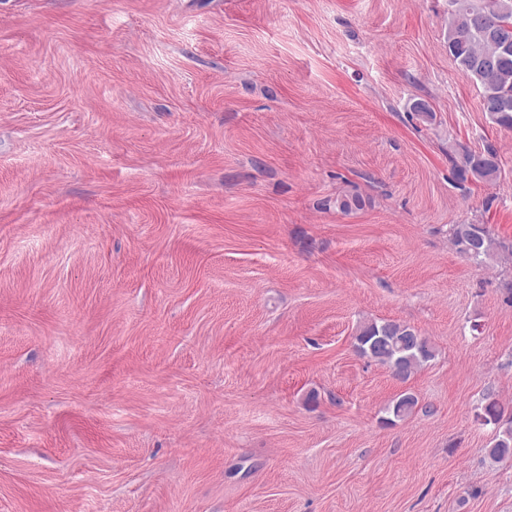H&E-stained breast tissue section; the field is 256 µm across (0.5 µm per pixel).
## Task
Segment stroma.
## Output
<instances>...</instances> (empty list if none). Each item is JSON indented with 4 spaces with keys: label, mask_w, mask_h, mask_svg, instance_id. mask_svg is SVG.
<instances>
[{
    "label": "stroma",
    "mask_w": 512,
    "mask_h": 512,
    "mask_svg": "<svg viewBox=\"0 0 512 512\" xmlns=\"http://www.w3.org/2000/svg\"><path fill=\"white\" fill-rule=\"evenodd\" d=\"M447 37L448 0H0V512H512V261L450 235L512 240V131ZM373 320L434 358L398 380ZM452 184L463 192L471 193L472 186L491 185L502 177L499 155L491 143L481 151L468 149L458 152L452 159ZM451 236L457 250L468 258L484 262L497 256H512V240L498 238L487 224L463 222L452 225ZM361 355L387 366L403 381L434 357V347L411 326L397 321H371L355 337ZM418 397L410 392L400 393L385 408L388 417L384 418L387 424H394L411 416L418 408ZM482 418L487 424L497 427L495 437L488 448L493 461L512 457V412L506 413L505 407L496 400H490L482 406Z\"/></svg>",
    "instance_id": "stroma-1"
}]
</instances>
